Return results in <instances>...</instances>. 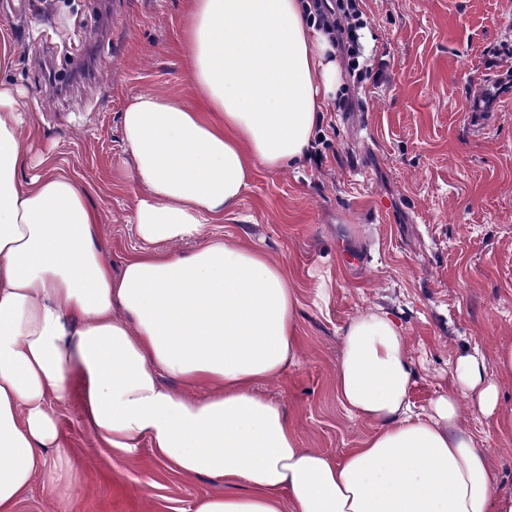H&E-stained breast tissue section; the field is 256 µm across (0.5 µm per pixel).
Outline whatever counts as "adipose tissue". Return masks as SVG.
<instances>
[{
	"label": "adipose tissue",
	"mask_w": 512,
	"mask_h": 512,
	"mask_svg": "<svg viewBox=\"0 0 512 512\" xmlns=\"http://www.w3.org/2000/svg\"><path fill=\"white\" fill-rule=\"evenodd\" d=\"M181 38L197 106L148 92L122 114L145 191L133 222L175 249L118 265L87 187L52 157L32 159L0 81V512H16L38 474L67 496L52 405L72 397L102 447H146L183 477L223 484L194 512H512V483L496 480L464 417L512 435L497 413L511 342L494 376L480 348L462 349L448 390L418 413L410 337L379 307L352 319L333 388L373 432L339 457L303 446L291 412L260 394L299 360L297 291L267 253L207 229L258 169L309 158L336 50L301 0H190ZM35 161L41 173L26 176ZM187 239L198 247L177 250Z\"/></svg>",
	"instance_id": "adipose-tissue-1"
}]
</instances>
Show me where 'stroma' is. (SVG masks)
<instances>
[{"label": "stroma", "instance_id": "35a3bbf8", "mask_svg": "<svg viewBox=\"0 0 512 512\" xmlns=\"http://www.w3.org/2000/svg\"><path fill=\"white\" fill-rule=\"evenodd\" d=\"M362 57L373 80L356 111L330 101L311 159L260 170L235 213L213 225L283 264L296 288L303 352L261 387L295 417L304 446L341 455L371 432L332 390L339 330L382 307L413 340L410 398L425 409L445 392L456 352L477 346L495 373L512 342V0H362ZM187 0H0L9 61L36 133L89 187L113 258L140 247L132 222L140 187L120 177L131 156L121 114L142 93L194 105L181 28ZM70 73L61 91L48 68ZM65 435L58 498L36 478L18 512H193L217 492L141 448L99 447L75 406L55 409ZM494 476L512 482V435L467 421Z\"/></svg>", "mask_w": 512, "mask_h": 512}]
</instances>
